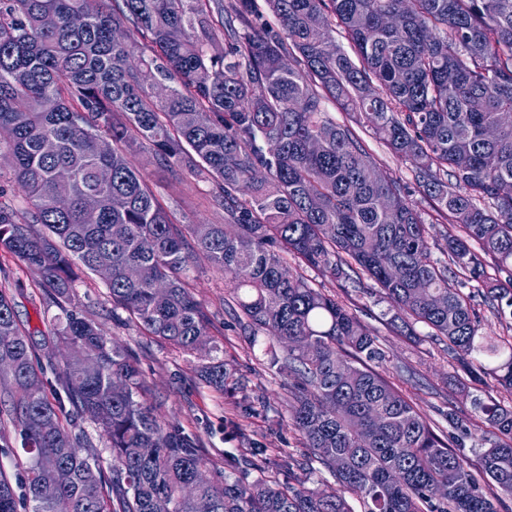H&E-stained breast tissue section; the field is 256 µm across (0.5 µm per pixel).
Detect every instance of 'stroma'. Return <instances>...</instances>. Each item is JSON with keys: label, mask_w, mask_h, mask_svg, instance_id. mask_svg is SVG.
Masks as SVG:
<instances>
[{"label": "stroma", "mask_w": 512, "mask_h": 512, "mask_svg": "<svg viewBox=\"0 0 512 512\" xmlns=\"http://www.w3.org/2000/svg\"><path fill=\"white\" fill-rule=\"evenodd\" d=\"M147 183L171 211L176 223L220 224L224 214L210 201V186L186 170L160 171L136 157ZM292 274L355 309L377 336L389 356L387 379L427 419L447 429L441 409L456 405L470 413V426L484 432L488 425L472 413L471 397L458 390L460 370L445 344L424 335H400L387 321L388 303L380 292H356L351 283L289 261ZM0 269L8 280L22 328L35 340L51 336L55 309L42 300L39 276L10 254L0 251ZM188 288L209 313V337L222 350L231 377L224 391L204 384L195 373L196 359L148 335L125 312H113L104 280L84 273L76 281L72 302L97 322L103 333L125 347L137 360L144 380L143 401L160 423L178 427L196 437L203 461L215 484L225 477L264 478L280 484L314 488L334 479L307 448L303 436L288 419V378L264 359L263 343L254 342L248 330L229 310L224 275L205 260L191 264L185 275ZM265 449L269 462L252 469L256 449Z\"/></svg>", "instance_id": "obj_1"}]
</instances>
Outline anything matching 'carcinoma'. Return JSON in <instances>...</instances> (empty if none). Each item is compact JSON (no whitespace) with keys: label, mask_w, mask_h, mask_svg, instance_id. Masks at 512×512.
<instances>
[{"label":"carcinoma","mask_w":512,"mask_h":512,"mask_svg":"<svg viewBox=\"0 0 512 512\" xmlns=\"http://www.w3.org/2000/svg\"><path fill=\"white\" fill-rule=\"evenodd\" d=\"M85 2L0 0V137L32 205L21 217L0 202V250L41 270L46 306L63 312L45 354L65 357L49 381L1 288L0 428L18 434L25 467L20 494L0 470V512H55L42 491L62 469L71 512H155L158 499L170 512H352L327 485H216L196 441L138 399L135 357L71 306L75 270L107 269L112 312L198 353V377L222 391L224 359L198 345L209 317L183 279L196 259L224 272L244 327L293 379L291 425L364 512H502L512 405L471 396L488 435L448 405L444 441L379 373L370 328L284 256L357 292L373 281L390 325L425 324L470 378L512 388V342L481 332L464 292L483 284L512 319V287L485 272L489 258L512 283V0ZM326 98L413 163V186L369 177L380 167ZM145 148L210 183L224 223H174L133 162ZM414 188L451 229L425 223ZM79 414L106 434L109 466L80 453Z\"/></svg>","instance_id":"1"}]
</instances>
